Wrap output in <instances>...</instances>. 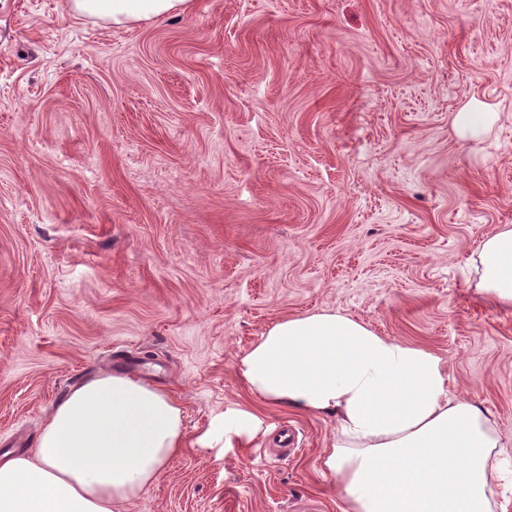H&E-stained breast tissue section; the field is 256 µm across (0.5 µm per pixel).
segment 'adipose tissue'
<instances>
[{
    "label": "adipose tissue",
    "mask_w": 512,
    "mask_h": 512,
    "mask_svg": "<svg viewBox=\"0 0 512 512\" xmlns=\"http://www.w3.org/2000/svg\"><path fill=\"white\" fill-rule=\"evenodd\" d=\"M71 12L112 26L191 11L193 0H69ZM477 287L512 305V226L478 247ZM263 401L330 414L336 443L324 465L345 512H494L500 475L490 412L449 393L433 352L377 334L337 310L285 317L239 359ZM260 421L227 408L198 437L203 448L251 441ZM185 446L169 388L126 372L73 385L32 447L0 454V512H123Z\"/></svg>",
    "instance_id": "1"
}]
</instances>
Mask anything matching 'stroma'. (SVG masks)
<instances>
[{"label":"stroma","instance_id":"obj_1","mask_svg":"<svg viewBox=\"0 0 512 512\" xmlns=\"http://www.w3.org/2000/svg\"><path fill=\"white\" fill-rule=\"evenodd\" d=\"M503 224L512 0H194L130 28L0 0V452L122 368L173 390L188 440L124 512H343L335 419L236 372L334 309L442 358L512 470V307L473 264ZM235 405L253 442L196 446Z\"/></svg>","mask_w":512,"mask_h":512}]
</instances>
